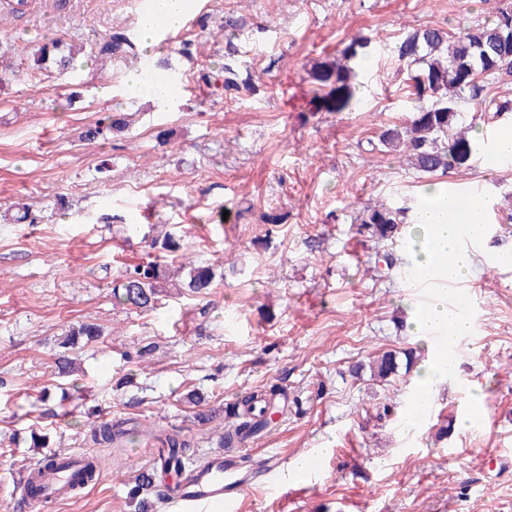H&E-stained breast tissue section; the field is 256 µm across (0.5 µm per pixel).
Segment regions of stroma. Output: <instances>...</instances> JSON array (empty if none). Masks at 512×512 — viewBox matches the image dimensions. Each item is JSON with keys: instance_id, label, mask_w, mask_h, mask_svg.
I'll list each match as a JSON object with an SVG mask.
<instances>
[{"instance_id": "obj_1", "label": "stroma", "mask_w": 512, "mask_h": 512, "mask_svg": "<svg viewBox=\"0 0 512 512\" xmlns=\"http://www.w3.org/2000/svg\"><path fill=\"white\" fill-rule=\"evenodd\" d=\"M497 6L192 0L189 27L134 57L102 66L81 55L61 77L0 58L9 79L0 91V202L23 201L41 217L33 225L0 217V512H135L128 492L158 450L141 435L120 448L94 446L86 431L97 416L132 419L141 433L181 430L203 460L218 454L224 421L198 414L274 386L273 422L243 443L241 464L273 455L288 466L322 445L330 453L312 478L251 487L238 512H512V164L491 168L478 157L447 176L448 187L491 195L497 207L473 247L482 261L459 284L473 295L478 325L427 414L407 429L414 373L386 383L350 373L387 350L422 360L429 347L413 329L404 238L381 242L355 223L373 199L414 207L432 182L369 147L407 115L395 46L426 25L492 22ZM139 16L136 0H69L63 10L30 0L0 33L32 46H85L114 31L136 35ZM228 20L237 23L230 43L212 42ZM356 34L374 43L354 110L313 112L307 69ZM184 39L200 42L197 56L176 54ZM229 44L254 89L220 99L200 75L221 68ZM161 58L181 86L167 110L128 80ZM105 112L128 113L127 130L80 141ZM272 209L286 216L273 231L260 219ZM146 222L179 225L193 260L213 266L208 298L185 291L148 312L114 303L113 279L148 258L126 227ZM383 252L396 263L380 278L373 267ZM78 321L103 334L74 351L78 370L65 377L57 343ZM45 393L64 401L66 417L47 413ZM474 400L484 414L462 427ZM386 405L392 417H382ZM33 431L48 434L53 451L104 460L96 484L34 510L19 484L44 454L27 443Z\"/></svg>"}]
</instances>
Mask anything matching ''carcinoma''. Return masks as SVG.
Segmentation results:
<instances>
[{"instance_id":"1","label":"carcinoma","mask_w":512,"mask_h":512,"mask_svg":"<svg viewBox=\"0 0 512 512\" xmlns=\"http://www.w3.org/2000/svg\"><path fill=\"white\" fill-rule=\"evenodd\" d=\"M28 10V0H0V18L22 16ZM372 38L360 35L352 38L338 51V55L316 63L307 72L320 112H343L354 109L356 87L359 85L361 61L368 57ZM135 51L133 40L123 31H116L90 46L89 54L95 59L122 58ZM398 59L408 70L413 91L405 121L384 130L379 137L382 151L406 158L412 169L422 174L448 175L470 166L476 155L474 139L463 130V113L468 110L481 112L487 121L495 123L512 114V99L488 96L489 85L512 80V0H503L495 20L477 28H466L457 33L428 26L407 33L396 46ZM54 63L56 72L64 76L74 68L73 49L61 52V43L52 40L33 50L37 70L47 69V62ZM222 89L236 91L250 89V78L242 76V65L232 59L222 66ZM476 129V126H467ZM126 128L123 114L107 113L88 127L82 139L89 142L105 140ZM16 211L12 221L16 224H34L36 216L18 202L7 206ZM408 208H392L385 203L370 202L358 215L356 223L378 240H391L399 233L400 224ZM150 248L177 252L182 248L181 236L176 226L165 227L164 232L150 239ZM215 272L209 265L195 264L188 260L175 267L159 259L134 264L112 281V295L116 303L143 311L157 308L163 296H171L170 289L184 288L196 295H206L213 287ZM101 336L100 326L78 322L59 342L63 354L58 357L59 373L74 372L73 358L68 352L80 343L86 344ZM369 369L370 378L384 383L397 375L400 359L397 352L388 350L364 365L352 369L354 374ZM241 412L235 414L239 422L229 426L223 439L230 442L256 435L269 425L268 415L273 407L264 395H252L240 403ZM137 433L128 426V420L116 422L103 418L91 426L88 437L92 443L103 447L119 444ZM161 451L159 468L141 476L132 491V497L151 490L157 499H169L170 487L165 477L182 474L192 443L176 429L149 431ZM58 456L43 458L39 470L27 481L26 491L35 499L49 501L39 483L44 468L56 466ZM101 470L98 457H87L74 470L71 491L86 487L97 479Z\"/></svg>"}]
</instances>
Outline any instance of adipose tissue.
<instances>
[{"instance_id": "ef3b65f1", "label": "adipose tissue", "mask_w": 512, "mask_h": 512, "mask_svg": "<svg viewBox=\"0 0 512 512\" xmlns=\"http://www.w3.org/2000/svg\"><path fill=\"white\" fill-rule=\"evenodd\" d=\"M187 6L188 0H154L152 9L141 17L139 23L144 43L152 44L159 25L178 29ZM452 199L447 187L435 184L426 188L410 213L409 222L417 230L416 235L407 241V249L414 260V272L416 276L430 278L436 283L429 307L423 314L415 316L413 322L422 332L466 336L471 331L470 321L461 309L449 307L446 286L470 275L474 256L459 249L458 240L464 234L475 240L484 238V214L493 207L494 201L488 196H474L469 219L466 225L461 226L449 208ZM451 375V370L438 353L429 356L419 367L416 375L419 404L411 408L406 417L408 427H416L421 418V408L430 403L436 385L447 381Z\"/></svg>"}]
</instances>
